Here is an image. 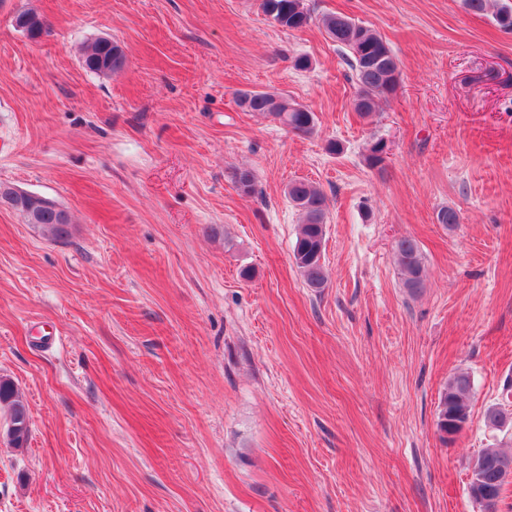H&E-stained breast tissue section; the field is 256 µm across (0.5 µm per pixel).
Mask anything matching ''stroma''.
Segmentation results:
<instances>
[{"instance_id":"stroma-1","label":"stroma","mask_w":512,"mask_h":512,"mask_svg":"<svg viewBox=\"0 0 512 512\" xmlns=\"http://www.w3.org/2000/svg\"><path fill=\"white\" fill-rule=\"evenodd\" d=\"M259 3L0 0V184L71 218L52 239L0 205V378L31 429L12 447L0 405V512H482L469 463L512 449L484 422L512 383V32L463 0H305L300 31ZM330 12L401 62L372 117ZM98 37L125 51L108 77L81 63ZM250 90L308 106L314 132L242 111ZM296 179L329 201L319 292L293 263ZM459 371L470 420L445 443ZM394 251L401 275L402 288L410 294H418L425 287L424 256L417 240L410 236L399 238ZM474 381L469 372L454 373L442 391L437 406V432L443 442L452 441L467 425Z\"/></svg>"}]
</instances>
